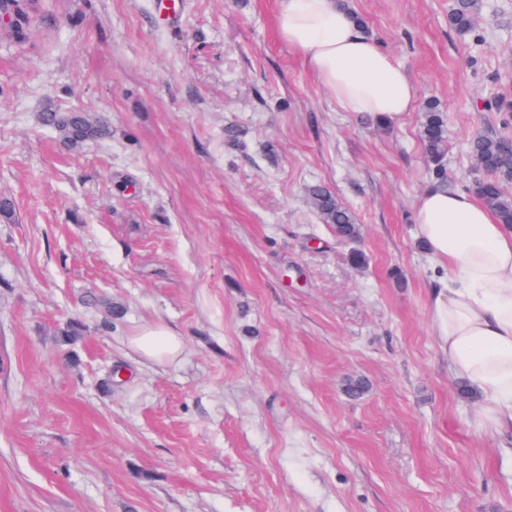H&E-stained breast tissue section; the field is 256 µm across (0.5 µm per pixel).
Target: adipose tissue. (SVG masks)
<instances>
[{"label": "adipose tissue", "mask_w": 512, "mask_h": 512, "mask_svg": "<svg viewBox=\"0 0 512 512\" xmlns=\"http://www.w3.org/2000/svg\"><path fill=\"white\" fill-rule=\"evenodd\" d=\"M280 40L300 54L336 105L400 120L416 94L403 70L351 19L337 0H278ZM415 218L430 253L447 271L432 318L448 368L484 402L494 429L512 427V226L498 223L476 196L431 188ZM128 344L151 362H169L184 339L153 322Z\"/></svg>", "instance_id": "1"}]
</instances>
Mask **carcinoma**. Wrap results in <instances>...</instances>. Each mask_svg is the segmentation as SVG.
Instances as JSON below:
<instances>
[{"instance_id": "carcinoma-1", "label": "carcinoma", "mask_w": 512, "mask_h": 512, "mask_svg": "<svg viewBox=\"0 0 512 512\" xmlns=\"http://www.w3.org/2000/svg\"><path fill=\"white\" fill-rule=\"evenodd\" d=\"M41 2L34 0L32 11L23 8V21L15 31H6L4 35L16 40L25 39ZM481 7V0H454L448 13L449 26L460 34L469 33ZM40 120L43 126L53 128L61 141L71 147L87 142L99 143L112 134L110 119L105 115L91 118L83 112L50 109L40 114ZM419 137L432 165L436 187L448 188V125L439 104L428 102L423 107ZM470 154L479 172L472 184L473 192L493 210L499 223L512 225V196L505 192V186L512 184V135L477 134L470 141ZM309 197L321 222L333 226L337 236L347 239L359 236L354 212L329 187L316 184L310 187Z\"/></svg>"}]
</instances>
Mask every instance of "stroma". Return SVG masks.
I'll list each match as a JSON object with an SVG mask.
<instances>
[{"label":"stroma","instance_id":"obj_1","mask_svg":"<svg viewBox=\"0 0 512 512\" xmlns=\"http://www.w3.org/2000/svg\"><path fill=\"white\" fill-rule=\"evenodd\" d=\"M451 3L351 0L416 92L385 127L279 40L277 0H44L0 39V512H512V431L448 371L414 218L421 105L456 191L471 135L512 134V0L464 36ZM48 108L112 136L67 148ZM316 183L357 239L321 223ZM154 321L180 358L130 349ZM309 197L321 222L333 226L337 236L347 239L359 236V226L354 212L344 205L329 187L313 185L309 189Z\"/></svg>","mask_w":512,"mask_h":512}]
</instances>
